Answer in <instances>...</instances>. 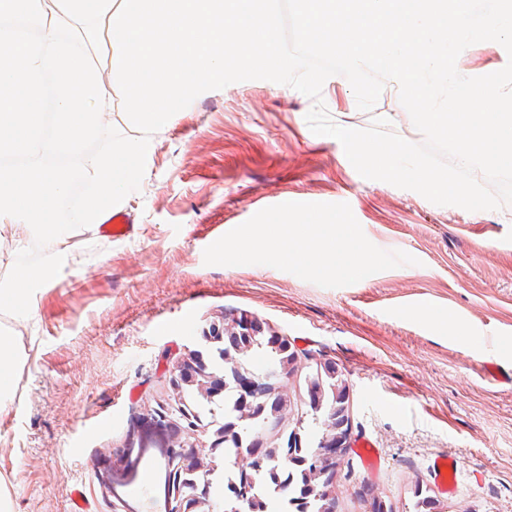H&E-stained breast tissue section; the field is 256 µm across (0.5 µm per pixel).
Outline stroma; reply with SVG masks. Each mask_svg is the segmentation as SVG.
Listing matches in <instances>:
<instances>
[{
  "label": "stroma",
  "instance_id": "obj_1",
  "mask_svg": "<svg viewBox=\"0 0 512 512\" xmlns=\"http://www.w3.org/2000/svg\"><path fill=\"white\" fill-rule=\"evenodd\" d=\"M489 41L459 58L469 77L500 70ZM335 124L422 142L399 96L383 89L359 110L349 81L326 80ZM313 102L266 80L199 95L154 137L123 238L75 234L71 276L47 282L30 313H0L22 336L17 388L0 411V493L11 512H114L97 473L105 452L138 445L136 415L165 403V367L201 346L204 328L248 314L299 354L291 381L304 394L315 360L336 364L350 386L353 440L379 453L368 471L349 453L337 512H365L371 485L393 512H414L415 488L440 512H512V205L468 211L363 178L335 138H316ZM292 202L348 203L375 246L417 258L350 286L324 288L267 265L205 264L204 249L259 210ZM431 316L418 314L419 304ZM398 403V411L385 401ZM439 454L459 463L454 493L429 470ZM164 463L141 470L125 498L164 512Z\"/></svg>",
  "mask_w": 512,
  "mask_h": 512
}]
</instances>
